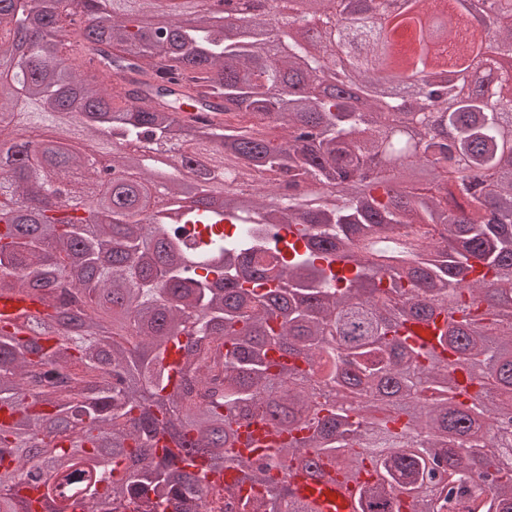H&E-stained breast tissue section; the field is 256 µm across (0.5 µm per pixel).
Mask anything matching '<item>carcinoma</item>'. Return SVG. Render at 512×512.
<instances>
[{"label": "carcinoma", "instance_id": "obj_1", "mask_svg": "<svg viewBox=\"0 0 512 512\" xmlns=\"http://www.w3.org/2000/svg\"><path fill=\"white\" fill-rule=\"evenodd\" d=\"M288 2L302 21L263 37ZM0 0L25 98L0 94V131L21 115L58 132L33 155L7 150L0 176V292L27 289L44 313L0 324V512H32L24 482L88 512H317L285 467L359 479L354 512H512V96L485 95L509 73L512 23L489 57L462 14L463 94L427 83L431 34L397 59L376 28L383 0L339 25L323 0H257L239 25L204 16L153 26L193 0ZM80 13L87 23L61 34ZM357 85V107L321 86ZM387 82L393 94L380 85ZM222 112L188 121L184 107ZM422 128L417 144L401 124ZM137 170L81 197L52 193L86 170L80 141ZM168 143L188 175L119 146ZM388 153L376 169L369 160ZM467 160L462 167L458 159ZM221 163L246 191L191 203ZM167 205L150 209L156 184ZM249 224L212 237L190 263L170 224ZM297 228L303 252L267 261L270 230ZM420 227L411 260L386 264L359 243ZM340 257V279L324 262ZM440 322L437 345L401 333ZM270 421L279 441L235 460L239 429ZM163 435L192 461L160 455ZM50 456L55 467L37 468ZM236 463L237 482L208 472Z\"/></svg>", "mask_w": 512, "mask_h": 512}]
</instances>
